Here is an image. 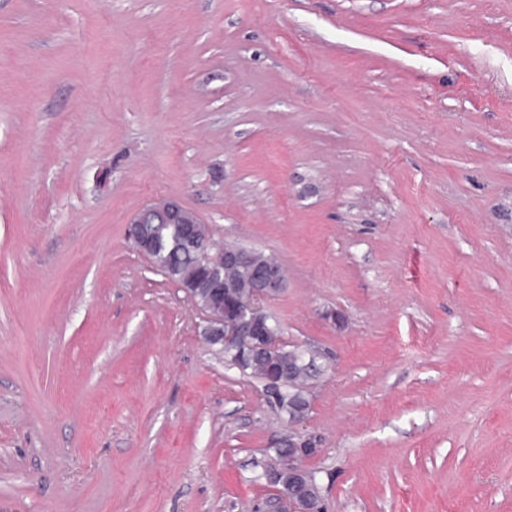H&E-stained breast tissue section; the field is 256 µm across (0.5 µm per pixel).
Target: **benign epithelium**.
Listing matches in <instances>:
<instances>
[{
    "label": "benign epithelium",
    "mask_w": 512,
    "mask_h": 512,
    "mask_svg": "<svg viewBox=\"0 0 512 512\" xmlns=\"http://www.w3.org/2000/svg\"><path fill=\"white\" fill-rule=\"evenodd\" d=\"M200 223L202 219L195 212L175 199L165 198L148 203L135 211L128 222L127 234L138 252L146 256L148 252L145 247L155 246L156 225L178 224L181 244L198 253L206 265L249 271L252 289L249 297L243 301L235 293V284L224 281L222 276L215 277L210 284L196 288V292L208 302L212 301L213 296L222 294L227 304L239 309L238 320L231 325L224 321L223 306L213 305L207 311L193 295H187L201 316L202 334L212 342L226 345L233 352V356L238 358V361L229 363V366L240 370L243 363L260 354H270L278 348L277 343L267 339L270 335L267 303L284 290L285 277L279 264L259 263L249 250L230 244L216 246L212 236L200 233ZM305 442L312 444L314 440L303 438L296 441L294 435H289L280 456V465L301 480L307 477L309 470L304 465L305 457L297 454L296 449ZM271 504L272 512H323L322 502L310 499L299 488L288 492L286 496L271 498Z\"/></svg>",
    "instance_id": "7a95c632"
}]
</instances>
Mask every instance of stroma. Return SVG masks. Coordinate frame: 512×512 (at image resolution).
<instances>
[{"label": "stroma", "instance_id": "35a3bbf8", "mask_svg": "<svg viewBox=\"0 0 512 512\" xmlns=\"http://www.w3.org/2000/svg\"><path fill=\"white\" fill-rule=\"evenodd\" d=\"M162 198L284 266L324 512H512V0H0V512H267Z\"/></svg>", "mask_w": 512, "mask_h": 512}]
</instances>
